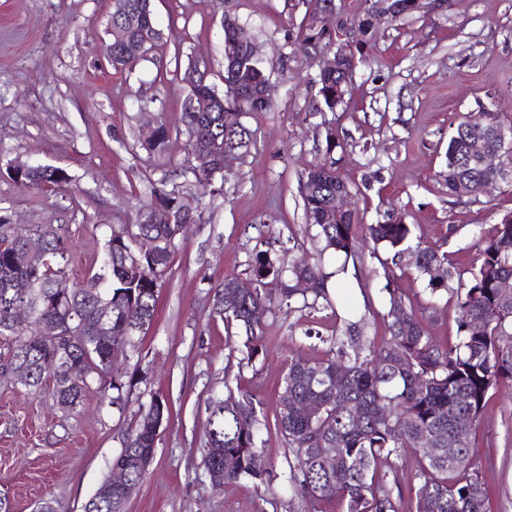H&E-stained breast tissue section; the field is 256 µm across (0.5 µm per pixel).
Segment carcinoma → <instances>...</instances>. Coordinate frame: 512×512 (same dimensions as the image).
Listing matches in <instances>:
<instances>
[{
	"label": "carcinoma",
	"mask_w": 512,
	"mask_h": 512,
	"mask_svg": "<svg viewBox=\"0 0 512 512\" xmlns=\"http://www.w3.org/2000/svg\"><path fill=\"white\" fill-rule=\"evenodd\" d=\"M333 0H307L296 44L309 55L336 51V32L322 27L319 11ZM112 12V54L115 68L134 65L152 47L160 33L153 25L149 0H115ZM341 73H319L318 95L330 111ZM268 77L263 62L252 58L238 38L237 25L224 22V94L206 83L194 68L189 82L196 93L212 102L198 112L193 98L186 99L183 123L189 134L188 154L205 151L204 165L191 161L186 174L204 190L224 178L219 155L224 143L236 141L248 151L250 129L241 124L224 134V106L240 112H263L261 103ZM512 135V119L498 112H477L460 121L448 135L440 182L451 197H464L472 181L491 190L512 192V180L479 166L467 157L466 145L480 139L491 146L501 134ZM19 186L55 190L68 182L61 168L31 166L21 175L9 174ZM306 224L292 235L311 238L320 246L304 262L283 268L276 251L255 246L248 277L226 278L215 289L210 315L224 319L226 330L244 331L242 358L228 357L224 367L222 398L208 402L203 437V462L212 485L221 489L241 480L259 486L267 469L255 467L261 457L262 430L270 429L261 402L231 387L233 367L243 368L259 355L267 330L253 311L268 310L278 300L284 315L295 311L297 298L312 296L304 306L331 309L343 325L329 340L321 357L288 359L281 382L279 409L274 425L288 448V469L297 476L289 493L301 496L307 512H323L335 502L340 512H400L389 475L395 462L408 455L415 461L413 512H487V490L475 460V434L482 412L502 386H512V293L500 288L512 279V213L482 232L479 253L466 269L452 265L441 247L412 245L415 224H356V214H336V196L353 191V184L337 174L336 161L316 162L301 176ZM200 218L189 193L159 191L154 195L136 231L114 233L102 244L94 264L79 274L70 268L71 250L62 228L31 224L19 229L0 212V377L10 378L32 393L52 381L51 394L60 409L75 412L94 393L112 390V405H127L123 377H110L111 358H127L134 339L147 330L158 307L162 278L171 262L182 226ZM42 240L39 256L26 249L27 236ZM155 242L141 256L139 239ZM410 252L423 288L415 297L397 286L400 259ZM377 263L385 280L381 289L383 312L364 300L363 312L353 308L339 315L325 284L365 259ZM440 271L435 276L432 271ZM288 273L284 287L271 293L266 279ZM304 280L309 288L297 287ZM35 311L45 326L43 334L17 321L12 309L20 299ZM111 321L99 324L102 310ZM138 310L130 321L124 310ZM450 314L455 341L439 342L423 327L420 313ZM378 316L384 325L380 341L361 347V322ZM79 365L81 376L70 374ZM167 412L166 402L151 401L138 411L127 428L123 448L112 466L130 459L154 458L153 423ZM457 442L448 456V441ZM438 448L430 456L425 443ZM144 473L136 470L119 489L96 495L84 512H122V506Z\"/></svg>",
	"instance_id": "obj_1"
}]
</instances>
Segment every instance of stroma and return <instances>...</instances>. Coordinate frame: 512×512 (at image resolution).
Instances as JSON below:
<instances>
[{
  "instance_id": "35a3bbf8",
  "label": "stroma",
  "mask_w": 512,
  "mask_h": 512,
  "mask_svg": "<svg viewBox=\"0 0 512 512\" xmlns=\"http://www.w3.org/2000/svg\"><path fill=\"white\" fill-rule=\"evenodd\" d=\"M152 10L161 39L135 67L116 70L104 52L113 0H0V208L18 225L61 226L74 268H88L105 239L138 222L155 190H191L184 73L206 58L208 83L223 90L224 18L247 27L271 106L243 116L250 150L231 163L222 193L198 195L202 219L176 241L159 315L122 364L129 411L157 397L168 404L154 459L124 512H301L288 495V450L273 430L263 435L267 484L211 486L202 462L206 402L225 395L234 346L210 315L214 290L245 277L257 237L274 242L286 263L312 253V244L287 240L305 222L301 174L330 154L331 129L341 143L330 154L336 169L358 187L359 223L396 213L416 225L422 245H445L451 260L471 263L476 230L512 212V195L457 199L436 174L463 118L483 106L512 117V0H451L436 13L380 24L356 61L350 98L333 112L313 84L320 59L295 44L303 0H152ZM159 122L170 140L151 152L142 143ZM16 163L62 168L69 182L55 192L20 187L7 175ZM307 320L322 335L336 330L328 310L267 314L266 345L241 373V389L262 401L267 418L296 352L289 324ZM125 427L110 395L68 414L48 393L0 379V496L14 512H35L45 500L56 512H82L111 475ZM476 444L491 512H512V392L487 406Z\"/></svg>"
}]
</instances>
